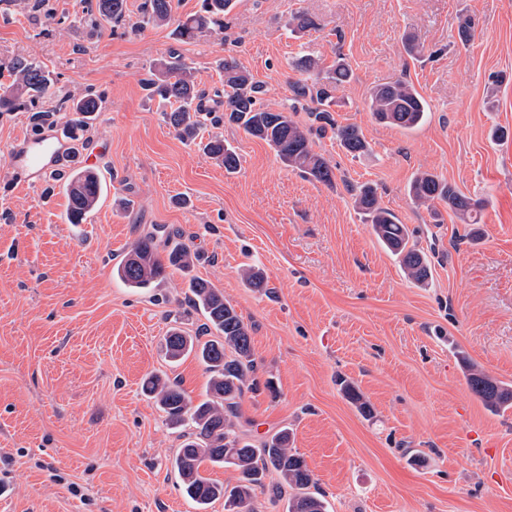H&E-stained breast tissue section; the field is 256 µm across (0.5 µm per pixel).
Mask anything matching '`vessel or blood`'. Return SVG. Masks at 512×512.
<instances>
[{
    "mask_svg": "<svg viewBox=\"0 0 512 512\" xmlns=\"http://www.w3.org/2000/svg\"><path fill=\"white\" fill-rule=\"evenodd\" d=\"M10 165L22 187L40 186L44 176L65 162L61 136L47 130L39 137H18L8 149Z\"/></svg>",
    "mask_w": 512,
    "mask_h": 512,
    "instance_id": "b4317fda",
    "label": "vessel or blood"
}]
</instances>
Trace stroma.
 Here are the masks:
<instances>
[{
    "instance_id": "obj_1",
    "label": "stroma",
    "mask_w": 512,
    "mask_h": 512,
    "mask_svg": "<svg viewBox=\"0 0 512 512\" xmlns=\"http://www.w3.org/2000/svg\"><path fill=\"white\" fill-rule=\"evenodd\" d=\"M143 3L127 0L124 21L102 32L84 0H0V63L24 58L59 93L102 94L85 137L107 150L99 203L72 224L62 183L17 187L7 150L30 134L29 115H0V512H197L171 465L182 440L141 388L158 373L193 401L205 396L204 365L164 355L171 328L195 336L205 322L188 301L194 276L251 325L256 377L275 385L245 392L239 428L256 441L290 429L328 512H512V409L487 411L458 362L466 353L512 383V0H236L223 27L190 42L139 28ZM297 12L315 22L299 35L288 26ZM173 54L217 101L222 62L238 58L262 84L261 104H293L304 127L294 61L343 58L353 76L337 86L332 117L371 149L355 158L333 130L313 134L335 167L331 188L227 121L202 132L239 155L226 173L141 85ZM398 79L428 106L412 130L376 122L367 106L372 87ZM425 170L483 201L478 228L444 205L432 221L412 203L408 184ZM367 182L428 256L427 286L355 211L347 186ZM159 226L179 230L199 259L129 291L112 269ZM246 264L267 290L245 286ZM342 377L372 416L344 396Z\"/></svg>"
}]
</instances>
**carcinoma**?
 Segmentation results:
<instances>
[{"label": "carcinoma", "mask_w": 512, "mask_h": 512, "mask_svg": "<svg viewBox=\"0 0 512 512\" xmlns=\"http://www.w3.org/2000/svg\"><path fill=\"white\" fill-rule=\"evenodd\" d=\"M232 4L233 0H203L200 11L177 21L175 35L184 42L198 38L216 24V18ZM125 13L126 0H96L86 7V15L94 25L119 23ZM173 21L172 0H147L143 23L162 26ZM296 67L307 73L309 80L291 85L294 99L317 103L318 108L311 112L314 121L333 124L327 107L335 103L336 86L349 79L348 67L339 60L333 70L325 74L319 60L309 56L299 58ZM6 70L11 82L0 94V113L14 112L29 102L54 95L53 83L40 65L17 59L6 66ZM223 71L224 111L228 120L241 126L249 136L268 144L286 166L312 181L334 185V166L314 151L309 133L288 111L258 105L263 86L254 80L247 67L237 58L229 57L224 59ZM143 85L150 96L170 106V110L163 113L165 122L186 142L195 141L207 124L222 120L216 115L217 108L203 106L205 94L192 68L184 62L160 60L154 63ZM368 101L369 111L377 122L405 130L419 126L427 112L421 94L404 80L371 88ZM102 104L99 94L87 90L79 95L69 94L50 108H29L30 125L35 130L52 124L59 112L69 115L66 136L73 141V148L68 156L70 175L66 194L68 219L72 224L84 223L101 197L100 174L82 166L80 154L84 132L95 114L102 110ZM336 140L354 157L369 151L365 136L354 125L336 127ZM203 150L229 174L240 166L239 156L219 137L209 138ZM347 190L358 213L372 225L378 241L399 259L406 276L418 285L428 284L432 271L427 257L410 245L407 225L382 206L377 188L363 184L349 185ZM408 193L417 206L431 211L435 221L438 213L433 210L434 203L441 201L463 223H478L477 214L483 202L461 193L432 172L417 173L409 184ZM195 260L196 253L183 243L175 244L166 255H160L156 235L149 232L140 237L125 259L113 268V277L133 291H144L164 281L168 270L187 271ZM241 278L250 288L266 285L264 273L253 266L244 268ZM189 292L192 306L205 318V331L213 330L216 336L203 341L199 336H186L173 327L165 337V356L176 364L192 355L205 365L210 373L205 399L193 404L178 383L164 375L151 374L143 382V391L165 414L166 423L181 430L184 442L172 466L186 494L199 509L222 498L224 512H254L255 491L265 488L267 473L274 471L282 484L294 491L288 497L287 512H328L323 498L309 491L314 481L303 457L291 448L289 429L282 428L256 445L235 422L239 400L245 391L256 385L252 327L224 299V293L209 281L191 279ZM466 384L488 410L498 412L512 407L511 384L497 381L474 368L466 375ZM341 389L362 415L372 414L370 404L352 383L342 382ZM206 463L234 468L239 473L238 484L229 488L213 482L205 476L203 466Z\"/></svg>", "instance_id": "cac0c4a2"}]
</instances>
